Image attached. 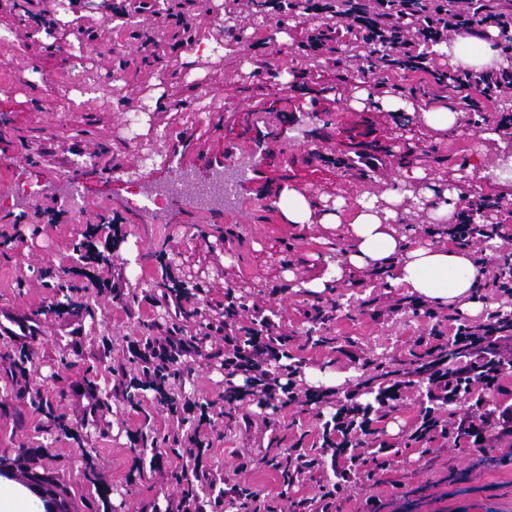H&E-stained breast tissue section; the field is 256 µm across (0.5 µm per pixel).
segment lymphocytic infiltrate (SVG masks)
I'll use <instances>...</instances> for the list:
<instances>
[{"label": "lymphocytic infiltrate", "instance_id": "1", "mask_svg": "<svg viewBox=\"0 0 512 512\" xmlns=\"http://www.w3.org/2000/svg\"><path fill=\"white\" fill-rule=\"evenodd\" d=\"M262 9L279 19L301 11L315 19L303 51L313 55L335 51L344 38L361 39L372 50L368 67L383 64L385 68L423 72L440 86L452 85L477 91L492 100L512 91V67L480 71L457 69L451 72L434 66L429 49L447 41L449 35L482 39L488 28H496L504 38L502 54H512V0H262ZM265 321L249 328L245 339L225 336L229 351L224 355L226 378L246 376L253 395L260 403L287 405L297 394L293 383H281L267 369L269 362L279 360L280 338L265 333ZM512 345V317L489 316L479 326L458 324L449 351L459 363L453 371L443 368V359L425 364L430 385L429 396L443 403H455L456 384L489 388L494 385L507 362L502 347ZM196 338L184 337L178 326L162 330L159 338L147 342L140 351L143 362L180 359L198 353ZM405 382L394 377L385 383L376 396V406L361 405L353 399L340 404L334 416V441L327 448L332 458L344 455L353 447L351 433L358 427H370L374 407H386L397 401Z\"/></svg>", "mask_w": 512, "mask_h": 512}]
</instances>
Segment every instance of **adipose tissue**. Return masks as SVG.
Instances as JSON below:
<instances>
[{
    "label": "adipose tissue",
    "mask_w": 512,
    "mask_h": 512,
    "mask_svg": "<svg viewBox=\"0 0 512 512\" xmlns=\"http://www.w3.org/2000/svg\"><path fill=\"white\" fill-rule=\"evenodd\" d=\"M450 65L476 69L500 62L490 41L472 44L459 37L442 45ZM400 196H362L351 212L336 208L324 212L321 223L347 224L352 244L341 259L327 263L321 277L307 282L319 293L340 282L350 270L384 271L391 285L407 289L423 302L452 306L469 316H479L483 304L475 295L477 269L470 255L432 241L412 240L397 227Z\"/></svg>",
    "instance_id": "obj_1"
}]
</instances>
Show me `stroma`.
<instances>
[{
  "instance_id": "35a3bbf8",
  "label": "stroma",
  "mask_w": 512,
  "mask_h": 512,
  "mask_svg": "<svg viewBox=\"0 0 512 512\" xmlns=\"http://www.w3.org/2000/svg\"><path fill=\"white\" fill-rule=\"evenodd\" d=\"M80 11V19L38 33L11 0H0V32H11L16 44L0 49V76L23 69L46 77L37 90L0 93V197L6 200L0 207V456L37 449L47 471L70 490L68 512H165L177 505L182 486L156 458L186 448L185 431L153 390L127 388L116 378L120 371L141 377L136 350L172 321L159 301L166 265L192 293L195 313L180 326L201 340L167 393L180 404L214 402L212 446L202 461L216 489L239 484L276 512H299L349 468L353 480L328 512H512L511 434L488 428L476 440L439 431L420 442L409 438L429 408L450 426L512 411V368L494 388L474 387L467 400L449 406L431 405L427 378L413 376L400 400L375 415V439L362 451L366 465L354 469L349 460L323 455L324 427L360 382L364 363L411 367L416 356L447 343L451 321L461 315L440 307L426 317L406 303L404 289L358 270L323 293L303 289L327 259L349 249L348 227L288 223L269 198L287 187L320 209L339 197L351 207L366 192L404 193V165L419 166L428 183L458 189L454 208L480 196L501 201L495 219L510 241L478 244L496 262L512 251V186L496 185L493 172L503 151H512V135L496 128L500 112L512 113V93L482 101L480 112L462 111V92L425 73L378 66L360 74L367 50L354 39L335 52L306 55L300 43L311 18L281 25L249 0H200L193 38L214 42L222 54L174 77L180 57L161 21L145 15L115 27L109 10L84 4ZM224 18L233 21L235 42L224 40ZM117 69L123 79L111 92L81 111H57L59 83L71 71L102 87ZM282 73L291 83H279ZM363 87L373 98L358 111L352 101ZM203 94L218 109L198 117ZM393 95L411 102L412 111L382 109L379 98ZM121 97L149 105L141 147L121 133ZM441 106L458 111L454 128L424 123L423 111ZM493 131L498 139H490ZM158 146L167 163L142 166L141 148ZM358 151L380 156L382 166L372 172L336 166V158ZM240 159L253 170L239 185L233 210L175 204L157 215L126 204L129 180L159 186L188 169L204 181L218 165ZM24 184L36 195L23 194ZM50 204L61 206V223L36 224L35 211ZM112 217L123 237L103 246V262L80 265L87 225ZM77 265L81 275L66 279L73 287L68 306L56 276ZM116 281L122 285L117 300ZM229 289L244 305L233 328L250 326L260 313L286 338L285 357L270 362L269 371L282 377L295 367L301 394L312 369L347 373L346 382L317 405L301 398L276 411L249 399L228 402L222 327ZM43 397L50 409L40 408ZM62 420L73 424L75 436L60 430ZM295 451L316 464L288 486L275 464Z\"/></svg>"
}]
</instances>
